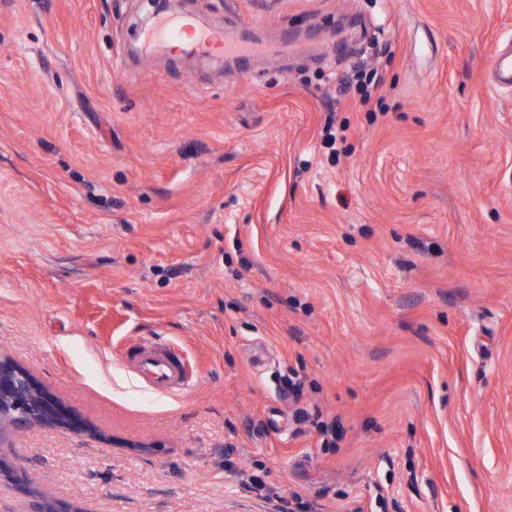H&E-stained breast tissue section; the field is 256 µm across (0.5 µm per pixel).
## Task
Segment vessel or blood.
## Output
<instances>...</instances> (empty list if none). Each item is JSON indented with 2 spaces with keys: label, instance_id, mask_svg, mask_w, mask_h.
Returning a JSON list of instances; mask_svg holds the SVG:
<instances>
[{
  "label": "vessel or blood",
  "instance_id": "b4317fda",
  "mask_svg": "<svg viewBox=\"0 0 512 512\" xmlns=\"http://www.w3.org/2000/svg\"><path fill=\"white\" fill-rule=\"evenodd\" d=\"M159 44L183 50L187 54H212L221 49L225 59L238 60L262 52L260 43H251L240 38L237 31H206L192 22L191 16L160 18L153 22L146 35L147 48ZM493 84L497 87L512 88V46L498 52L492 70ZM139 378L160 392L181 388L184 377L180 366L163 351L141 345L135 353Z\"/></svg>",
  "mask_w": 512,
  "mask_h": 512
}]
</instances>
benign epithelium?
Instances as JSON below:
<instances>
[{"instance_id": "1", "label": "benign epithelium", "mask_w": 512, "mask_h": 512, "mask_svg": "<svg viewBox=\"0 0 512 512\" xmlns=\"http://www.w3.org/2000/svg\"><path fill=\"white\" fill-rule=\"evenodd\" d=\"M56 425L76 433L86 427L68 417L48 391L25 369L0 359V440L7 432Z\"/></svg>"}]
</instances>
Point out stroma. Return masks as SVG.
Returning <instances> with one entry per match:
<instances>
[{
	"label": "stroma",
	"mask_w": 512,
	"mask_h": 512,
	"mask_svg": "<svg viewBox=\"0 0 512 512\" xmlns=\"http://www.w3.org/2000/svg\"><path fill=\"white\" fill-rule=\"evenodd\" d=\"M175 11L301 45L147 53L144 0H0V357L92 430L13 437L0 512H274L254 474L325 512H512V0ZM362 64L373 112L336 96ZM144 339L185 388L129 371ZM491 72L494 86L512 88V46L510 44L497 53L495 66Z\"/></svg>",
	"instance_id": "1"
}]
</instances>
